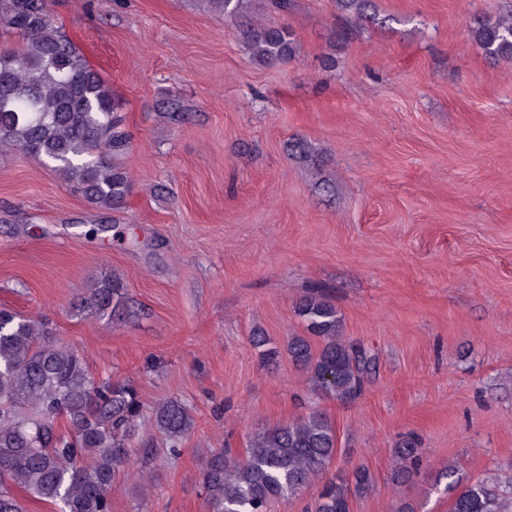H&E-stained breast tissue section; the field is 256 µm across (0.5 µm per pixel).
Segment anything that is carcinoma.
Wrapping results in <instances>:
<instances>
[{"label":"carcinoma","instance_id":"carcinoma-1","mask_svg":"<svg viewBox=\"0 0 512 512\" xmlns=\"http://www.w3.org/2000/svg\"><path fill=\"white\" fill-rule=\"evenodd\" d=\"M0 150L20 149L48 163L88 204L125 207L132 182L121 163L131 149L112 88L57 27L43 0H0ZM483 53L512 59V17L487 21L474 32ZM243 43L261 63L294 53L283 28L248 29ZM123 284L115 276L94 281L77 312L118 320L125 313ZM306 336H290L289 360L308 376L312 394L348 402L357 398L375 366L362 345L341 336L336 306L307 295L296 306ZM151 419L173 449L194 426L189 407L169 398L146 410L130 384L97 380L82 356L43 320L0 307V512H21L13 487L46 501L56 512H112V484L131 464V442ZM419 442L395 448L394 479L413 477ZM337 438L330 419L315 410L255 436L239 458L213 456L202 481L213 512H268L317 478H325L314 512H351V496L370 492L368 469L329 475ZM453 493L450 512H512L500 485L460 482L441 472Z\"/></svg>","mask_w":512,"mask_h":512}]
</instances>
